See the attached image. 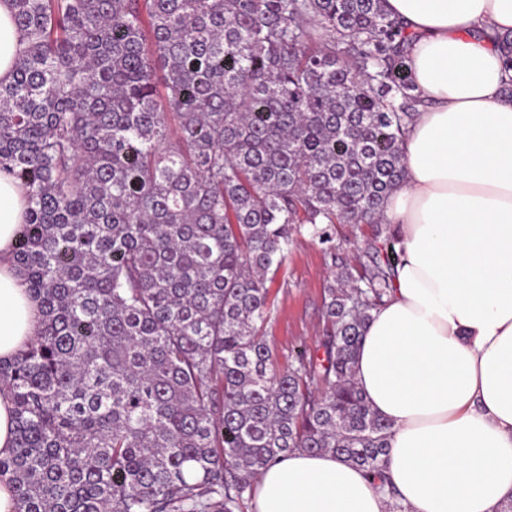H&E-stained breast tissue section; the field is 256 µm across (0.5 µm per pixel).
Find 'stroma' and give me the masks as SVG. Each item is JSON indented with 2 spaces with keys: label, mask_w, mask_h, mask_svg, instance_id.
I'll return each instance as SVG.
<instances>
[{
  "label": "stroma",
  "mask_w": 512,
  "mask_h": 512,
  "mask_svg": "<svg viewBox=\"0 0 512 512\" xmlns=\"http://www.w3.org/2000/svg\"><path fill=\"white\" fill-rule=\"evenodd\" d=\"M374 231L371 224L337 225L334 241L339 251L333 257L309 230L296 235L286 262L267 282L274 303L267 341L278 357L279 367H287L299 352L316 350L323 333L325 290L342 268L355 269L368 263L365 247Z\"/></svg>",
  "instance_id": "35a3bbf8"
}]
</instances>
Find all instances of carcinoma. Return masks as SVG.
Instances as JSON below:
<instances>
[{"label":"carcinoma","mask_w":512,"mask_h":512,"mask_svg":"<svg viewBox=\"0 0 512 512\" xmlns=\"http://www.w3.org/2000/svg\"><path fill=\"white\" fill-rule=\"evenodd\" d=\"M0 172L41 329L0 361L16 512H243L260 471L329 452L380 488L388 425L354 381L396 255L382 227L425 101L384 0H11ZM376 224L276 369L268 274L302 225Z\"/></svg>","instance_id":"obj_1"}]
</instances>
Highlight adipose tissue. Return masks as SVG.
<instances>
[{
  "label": "adipose tissue",
  "instance_id": "obj_1",
  "mask_svg": "<svg viewBox=\"0 0 512 512\" xmlns=\"http://www.w3.org/2000/svg\"><path fill=\"white\" fill-rule=\"evenodd\" d=\"M415 40L427 102L387 198L393 286L373 309L354 379L390 425L387 473L410 512H497L512 497V98L503 92L512 0H385ZM23 191L0 173V361L36 336L37 299L13 250ZM255 512H388L389 497L330 453L262 470Z\"/></svg>",
  "mask_w": 512,
  "mask_h": 512
}]
</instances>
